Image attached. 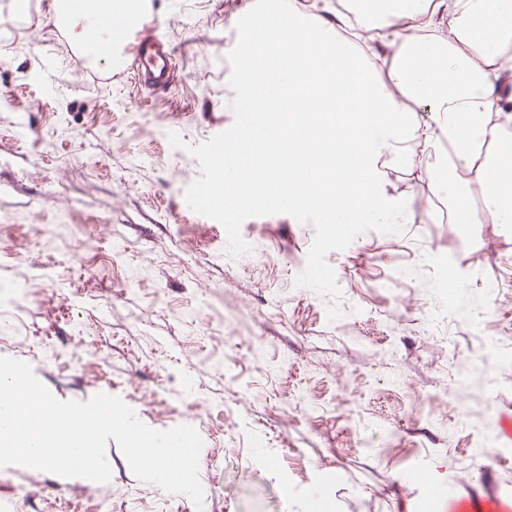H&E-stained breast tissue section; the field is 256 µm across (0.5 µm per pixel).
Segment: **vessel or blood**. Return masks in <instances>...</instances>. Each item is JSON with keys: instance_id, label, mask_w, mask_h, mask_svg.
<instances>
[{"instance_id": "1", "label": "vessel or blood", "mask_w": 512, "mask_h": 512, "mask_svg": "<svg viewBox=\"0 0 512 512\" xmlns=\"http://www.w3.org/2000/svg\"><path fill=\"white\" fill-rule=\"evenodd\" d=\"M99 54L111 59L113 69L132 72L134 82L145 88L159 91L173 81L174 49L153 23H123L112 42L100 47Z\"/></svg>"}]
</instances>
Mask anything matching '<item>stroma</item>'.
<instances>
[{"label": "stroma", "instance_id": "1", "mask_svg": "<svg viewBox=\"0 0 512 512\" xmlns=\"http://www.w3.org/2000/svg\"><path fill=\"white\" fill-rule=\"evenodd\" d=\"M255 0H154L177 47L155 93L80 64L46 0H0V356L60 400L119 396L155 430L190 423L202 504L137 479L108 442V483L0 480V512H419L438 492L512 500V237L452 224L425 165L388 163L400 233L328 253L338 301L296 286L315 229L253 217L227 251L193 211L197 145L234 122L228 53ZM337 303L342 316L329 321Z\"/></svg>", "mask_w": 512, "mask_h": 512}]
</instances>
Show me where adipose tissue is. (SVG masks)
Returning a JSON list of instances; mask_svg holds the SVG:
<instances>
[{
	"instance_id": "obj_1",
	"label": "adipose tissue",
	"mask_w": 512,
	"mask_h": 512,
	"mask_svg": "<svg viewBox=\"0 0 512 512\" xmlns=\"http://www.w3.org/2000/svg\"><path fill=\"white\" fill-rule=\"evenodd\" d=\"M331 0L269 11L239 50L238 130L224 145L236 201L280 190L300 209L309 194L330 212L410 224L411 205L386 207L385 161L432 151L448 186V221L484 212L512 236V0H351L337 28ZM134 0H81L69 17L87 50L109 41ZM264 113L254 123L253 113ZM287 171L274 183L269 164Z\"/></svg>"
}]
</instances>
